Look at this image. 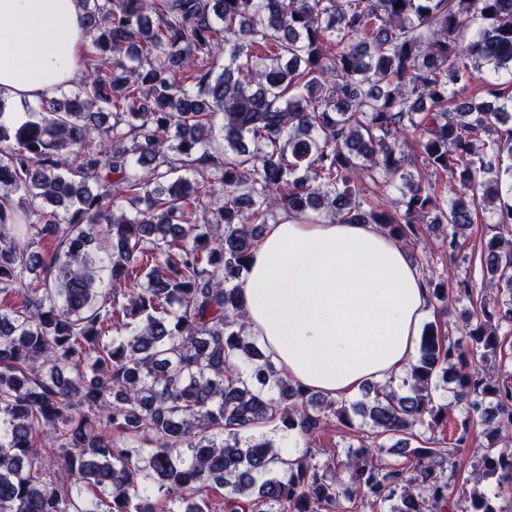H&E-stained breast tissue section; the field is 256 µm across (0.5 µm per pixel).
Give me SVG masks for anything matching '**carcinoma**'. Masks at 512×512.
<instances>
[{
	"label": "carcinoma",
	"mask_w": 512,
	"mask_h": 512,
	"mask_svg": "<svg viewBox=\"0 0 512 512\" xmlns=\"http://www.w3.org/2000/svg\"><path fill=\"white\" fill-rule=\"evenodd\" d=\"M81 2L79 82L0 122V512H446L490 425L476 468L511 486L512 0ZM489 209L485 287L426 277L463 333L427 323L401 385L349 406L258 351L238 282L277 211L425 228L453 261ZM333 417L346 460L277 476L260 425Z\"/></svg>",
	"instance_id": "carcinoma-1"
}]
</instances>
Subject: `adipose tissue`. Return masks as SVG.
I'll use <instances>...</instances> for the list:
<instances>
[{"mask_svg":"<svg viewBox=\"0 0 512 512\" xmlns=\"http://www.w3.org/2000/svg\"><path fill=\"white\" fill-rule=\"evenodd\" d=\"M80 0H0V121L80 77ZM249 330L284 376L345 398L403 375L431 314L406 248L373 224L266 225L241 279Z\"/></svg>","mask_w":512,"mask_h":512,"instance_id":"adipose-tissue-1","label":"adipose tissue"}]
</instances>
